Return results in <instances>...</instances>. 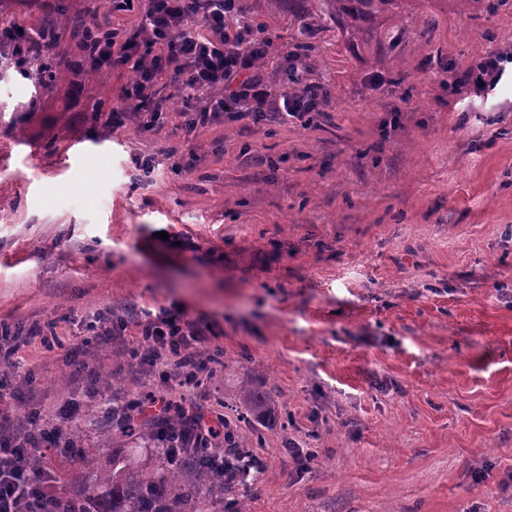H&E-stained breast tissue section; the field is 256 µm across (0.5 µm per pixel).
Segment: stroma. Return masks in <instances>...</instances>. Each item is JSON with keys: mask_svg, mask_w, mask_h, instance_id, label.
Here are the masks:
<instances>
[{"mask_svg": "<svg viewBox=\"0 0 512 512\" xmlns=\"http://www.w3.org/2000/svg\"><path fill=\"white\" fill-rule=\"evenodd\" d=\"M244 5L271 40V82L306 41L305 76L330 97L308 126L201 130L188 173L166 157L182 146L180 96L163 128L108 131L83 99L33 104L25 79L0 83V324L59 336L0 363L1 428L93 406L86 377L105 369L113 405L163 391L232 421L260 468L214 512H512V74L452 94L442 70L512 46V0L476 15L411 0L384 22L383 55ZM174 303L212 326L199 381L163 383L130 329L76 349L97 310ZM34 478L88 490L73 448Z\"/></svg>", "mask_w": 512, "mask_h": 512, "instance_id": "obj_1", "label": "stroma"}]
</instances>
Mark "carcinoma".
I'll return each mask as SVG.
<instances>
[{
    "label": "carcinoma",
    "mask_w": 512,
    "mask_h": 512,
    "mask_svg": "<svg viewBox=\"0 0 512 512\" xmlns=\"http://www.w3.org/2000/svg\"><path fill=\"white\" fill-rule=\"evenodd\" d=\"M306 2L270 0V6L288 7L307 29L329 19L349 48L371 46L376 54L392 47L378 37V26L398 15L405 4V0H318L315 12L305 8ZM504 2L496 0L499 6ZM494 5L490 0H448L451 9L464 13L489 11ZM50 9L34 26L15 20L0 25V31L20 37L14 49H0V81L7 80L12 70L32 81L34 100L62 89L85 98L99 112L105 101L99 70L87 62L86 54L104 27L72 11L70 0H54ZM173 436L180 438L182 451L172 454L162 444ZM99 437L100 447L112 449V462L103 467L95 453L84 455L91 493L82 502L83 512H185L189 506L193 512H208L224 497V472L209 461L208 449L191 446L189 431L179 417L145 419L122 430L119 439L102 428ZM124 438L144 444L146 458H140L137 449L124 447Z\"/></svg>",
    "instance_id": "cac0c4a2"
}]
</instances>
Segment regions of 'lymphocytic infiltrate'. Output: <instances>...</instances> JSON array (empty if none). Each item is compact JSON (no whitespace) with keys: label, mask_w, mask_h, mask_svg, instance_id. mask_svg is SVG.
I'll return each mask as SVG.
<instances>
[{"label":"lymphocytic infiltrate","mask_w":512,"mask_h":512,"mask_svg":"<svg viewBox=\"0 0 512 512\" xmlns=\"http://www.w3.org/2000/svg\"><path fill=\"white\" fill-rule=\"evenodd\" d=\"M198 31H191V24ZM270 40L262 27L244 14L241 0H148L138 28L125 36L100 41L93 57L98 66L129 67L133 77L119 94L104 122L108 129L127 125L138 116L142 128L162 126L168 117V89L182 94L192 115L179 125L184 142L196 140L201 129L223 122L225 115L251 117L260 122L280 112L309 125L328 92L323 85L304 81L289 68L280 91H273L257 63L269 54ZM512 65V54L491 52L475 58L462 70L451 71L452 92H478L494 87ZM135 326L146 347L140 353L149 364L173 362L195 377L202 369L200 345L206 339L200 321L189 320L184 308L133 310L131 320L115 318L111 309L95 312L90 330L102 336H120ZM138 412L149 409L181 416L198 446L212 447L224 433L223 415H208L196 408L148 392L136 403ZM59 420L31 417L22 433L0 436V512H81L78 499L56 495L50 487L29 479L38 461L59 448Z\"/></svg>","instance_id":"f902f5d3"}]
</instances>
